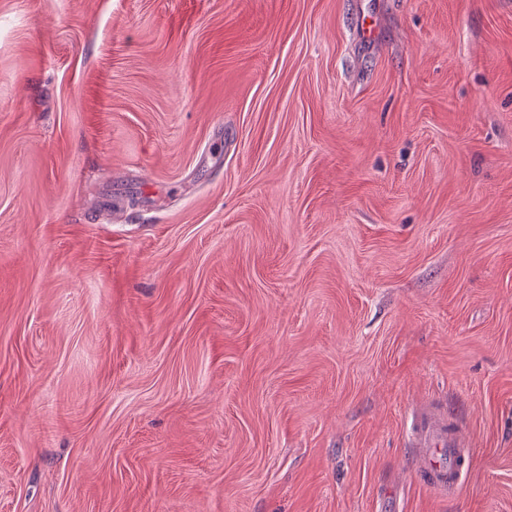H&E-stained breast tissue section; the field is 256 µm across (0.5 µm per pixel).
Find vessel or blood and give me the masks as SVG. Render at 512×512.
<instances>
[{
	"label": "vessel or blood",
	"instance_id": "b4317fda",
	"mask_svg": "<svg viewBox=\"0 0 512 512\" xmlns=\"http://www.w3.org/2000/svg\"><path fill=\"white\" fill-rule=\"evenodd\" d=\"M409 433L419 450V468L429 487L442 496H455L469 460L460 428L447 414L424 409L412 414Z\"/></svg>",
	"mask_w": 512,
	"mask_h": 512
}]
</instances>
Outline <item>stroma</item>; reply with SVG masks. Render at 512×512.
<instances>
[{
    "mask_svg": "<svg viewBox=\"0 0 512 512\" xmlns=\"http://www.w3.org/2000/svg\"><path fill=\"white\" fill-rule=\"evenodd\" d=\"M0 512H512V0H0ZM413 447L419 449V468L436 493L455 496L462 487L469 456L465 438L446 412L423 409L410 418Z\"/></svg>",
    "mask_w": 512,
    "mask_h": 512,
    "instance_id": "obj_1",
    "label": "stroma"
}]
</instances>
